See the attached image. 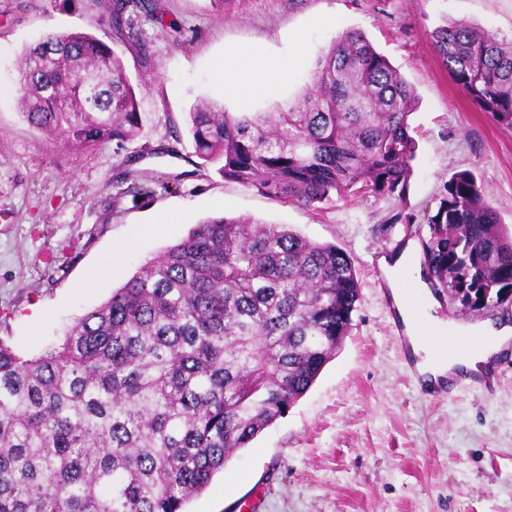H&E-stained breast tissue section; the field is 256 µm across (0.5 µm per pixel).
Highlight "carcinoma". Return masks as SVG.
<instances>
[{
  "mask_svg": "<svg viewBox=\"0 0 512 512\" xmlns=\"http://www.w3.org/2000/svg\"><path fill=\"white\" fill-rule=\"evenodd\" d=\"M105 0L101 23L136 36ZM434 49L469 101L512 129V38L453 22ZM22 114L67 145L137 134L136 87L110 39L48 33L23 55ZM314 84L276 112L202 104L189 133L202 165L271 199L406 195L416 94L360 31L314 62ZM88 85L98 88L94 103ZM424 263L465 310L512 303V237L472 173L427 216ZM351 257L285 224L211 217L168 247L61 343L25 357L0 340V512H184L228 458L284 417L352 327Z\"/></svg>",
  "mask_w": 512,
  "mask_h": 512,
  "instance_id": "1",
  "label": "carcinoma"
}]
</instances>
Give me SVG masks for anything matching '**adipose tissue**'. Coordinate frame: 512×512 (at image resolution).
Masks as SVG:
<instances>
[{"instance_id": "ef3b65f1", "label": "adipose tissue", "mask_w": 512, "mask_h": 512, "mask_svg": "<svg viewBox=\"0 0 512 512\" xmlns=\"http://www.w3.org/2000/svg\"><path fill=\"white\" fill-rule=\"evenodd\" d=\"M304 60L301 49H294L282 61L271 63L258 57L251 48H243L215 61L217 75L225 79L227 94H245L260 98L270 93L280 82L291 79ZM379 265L394 274L391 287L400 305V311L415 351L423 352L424 357L419 363L423 373L432 378H443L454 371L463 370L474 375L481 374L490 356L495 354L501 344L512 337V325H494L487 322L474 328V335L479 336L482 346L478 354L472 356H437L434 350L425 349L420 341L421 328H429L433 334H442L444 327L438 319L424 316L416 320L412 310L407 305V296L403 292L399 279L408 277L419 293H426L427 282L423 278V267L419 261L414 246H407L400 255H383L378 259Z\"/></svg>"}]
</instances>
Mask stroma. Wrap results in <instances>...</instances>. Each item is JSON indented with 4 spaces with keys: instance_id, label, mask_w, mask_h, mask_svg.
I'll return each instance as SVG.
<instances>
[{
    "instance_id": "obj_1",
    "label": "stroma",
    "mask_w": 512,
    "mask_h": 512,
    "mask_svg": "<svg viewBox=\"0 0 512 512\" xmlns=\"http://www.w3.org/2000/svg\"><path fill=\"white\" fill-rule=\"evenodd\" d=\"M122 59L143 112L123 145L52 140L20 113L24 51L49 31L99 33L100 9L61 12L48 0H0V339L26 356L59 343L146 261L217 214L285 224L353 259L361 296L336 357L288 414L238 450L186 512H512V362L496 394L434 398L416 385L395 340L378 266L422 241L443 186L471 171L512 235V129L477 110L433 46L439 25L463 21L512 36V0H151ZM361 31L414 88L418 143L404 198L282 203L203 167L187 134L204 99L229 112H273L313 78V61L343 30ZM301 43L307 62L263 99L229 97L214 62L239 47L272 61ZM149 197L132 201V172Z\"/></svg>"
}]
</instances>
